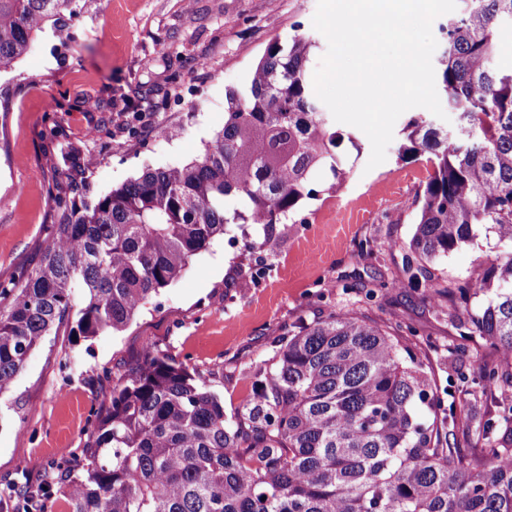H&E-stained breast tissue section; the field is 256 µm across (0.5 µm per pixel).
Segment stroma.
Instances as JSON below:
<instances>
[{
    "instance_id": "stroma-1",
    "label": "stroma",
    "mask_w": 512,
    "mask_h": 512,
    "mask_svg": "<svg viewBox=\"0 0 512 512\" xmlns=\"http://www.w3.org/2000/svg\"><path fill=\"white\" fill-rule=\"evenodd\" d=\"M317 0H102L74 17L69 40L53 25L29 53L0 72V283L17 282L39 261L51 224L71 193L62 172L72 153L98 158L85 176L105 195L146 169L190 162L224 126L225 91L242 87L269 44L295 31L314 33ZM361 150L340 193H321L297 224L278 225L274 253L245 249L258 225H229L115 334L74 341L46 337L13 388L0 396V500L23 505L14 487L38 480L54 463L75 462L112 388L135 370L145 346L211 376L226 413L250 394L243 371L272 357L300 322L352 311L420 335L445 404L459 403L473 377L471 342L423 296L420 284L399 290L415 219L413 200L432 167L400 161L390 143L385 161L366 164ZM497 251L480 237L432 267L462 280L480 274ZM263 269V283L235 282Z\"/></svg>"
}]
</instances>
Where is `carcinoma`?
Returning a JSON list of instances; mask_svg holds the SVG:
<instances>
[{
  "label": "carcinoma",
  "instance_id": "carcinoma-1",
  "mask_svg": "<svg viewBox=\"0 0 512 512\" xmlns=\"http://www.w3.org/2000/svg\"><path fill=\"white\" fill-rule=\"evenodd\" d=\"M82 0H0V72L34 34ZM512 0H470L438 26L435 79L455 129L408 116L398 157H427L408 242V280H424L462 337L480 336L472 382L490 406L478 417L445 406L418 331L387 330L333 311L290 330L250 364L252 392L226 417L209 380L146 347L112 387L111 404L74 464L16 487L44 512L51 491L69 512H512V67L492 65ZM315 41L271 43L249 88L225 96L224 127L190 163L147 169L105 196L69 176L73 194L51 225L38 266L0 285V394L31 353L64 326L74 341L124 330L152 295L178 280L229 224L274 227L319 196L314 171L340 191L352 166L311 93ZM497 252L482 272L444 281L428 265L487 233ZM458 428L472 441L450 440Z\"/></svg>",
  "mask_w": 512,
  "mask_h": 512
}]
</instances>
